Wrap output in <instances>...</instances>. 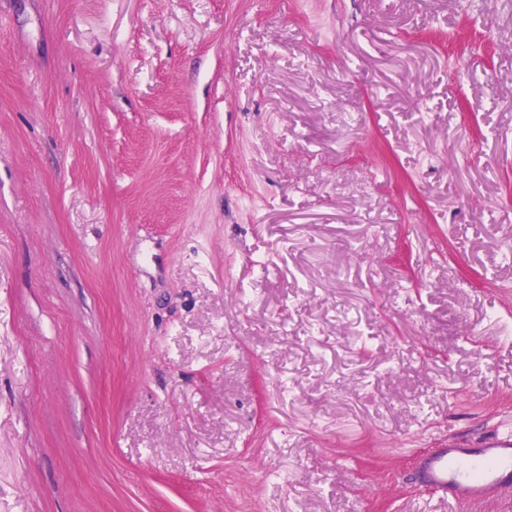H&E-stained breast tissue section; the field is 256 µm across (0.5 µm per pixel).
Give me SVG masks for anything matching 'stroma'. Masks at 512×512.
<instances>
[{"mask_svg": "<svg viewBox=\"0 0 512 512\" xmlns=\"http://www.w3.org/2000/svg\"><path fill=\"white\" fill-rule=\"evenodd\" d=\"M498 423L512 0H0V512H463ZM479 447L444 444L432 448L419 461L418 483L461 504L499 501L512 486L511 426L497 425Z\"/></svg>", "mask_w": 512, "mask_h": 512, "instance_id": "35a3bbf8", "label": "stroma"}]
</instances>
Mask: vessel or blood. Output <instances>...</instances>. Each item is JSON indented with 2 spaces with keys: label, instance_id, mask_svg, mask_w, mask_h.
Here are the masks:
<instances>
[{
  "label": "vessel or blood",
  "instance_id": "obj_1",
  "mask_svg": "<svg viewBox=\"0 0 512 512\" xmlns=\"http://www.w3.org/2000/svg\"><path fill=\"white\" fill-rule=\"evenodd\" d=\"M416 479L456 502L480 506L512 488V428L496 426L480 447L441 445L419 461Z\"/></svg>",
  "mask_w": 512,
  "mask_h": 512
}]
</instances>
